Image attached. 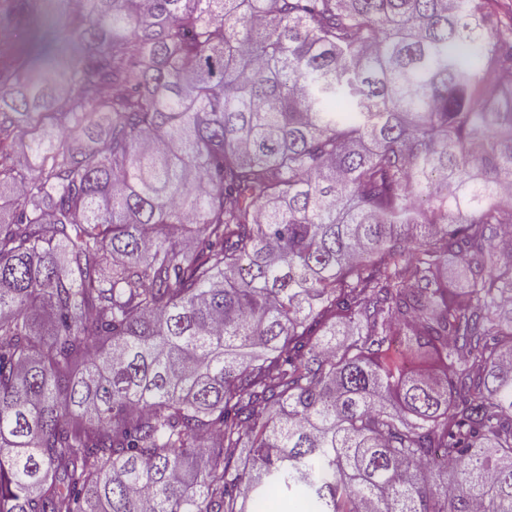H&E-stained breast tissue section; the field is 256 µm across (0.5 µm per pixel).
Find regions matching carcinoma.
Returning a JSON list of instances; mask_svg holds the SVG:
<instances>
[{"instance_id":"1","label":"carcinoma","mask_w":512,"mask_h":512,"mask_svg":"<svg viewBox=\"0 0 512 512\" xmlns=\"http://www.w3.org/2000/svg\"><path fill=\"white\" fill-rule=\"evenodd\" d=\"M50 2L61 93L0 54V512H512V10Z\"/></svg>"}]
</instances>
